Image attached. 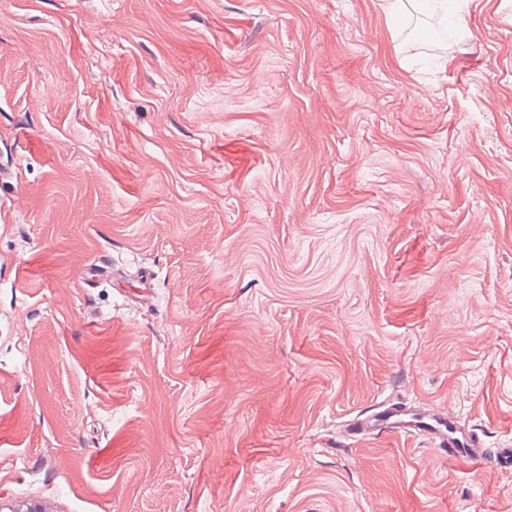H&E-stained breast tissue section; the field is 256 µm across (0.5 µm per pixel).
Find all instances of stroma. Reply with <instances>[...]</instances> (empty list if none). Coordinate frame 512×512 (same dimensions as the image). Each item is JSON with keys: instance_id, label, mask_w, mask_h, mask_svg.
Here are the masks:
<instances>
[{"instance_id": "stroma-1", "label": "stroma", "mask_w": 512, "mask_h": 512, "mask_svg": "<svg viewBox=\"0 0 512 512\" xmlns=\"http://www.w3.org/2000/svg\"><path fill=\"white\" fill-rule=\"evenodd\" d=\"M434 17L0 0L1 498L512 512V469L346 433L512 448V0ZM381 424L391 426L398 434L408 438L412 437L417 429V423L405 415L403 407H388L376 415L358 419L350 424V436L375 432L379 430Z\"/></svg>"}]
</instances>
